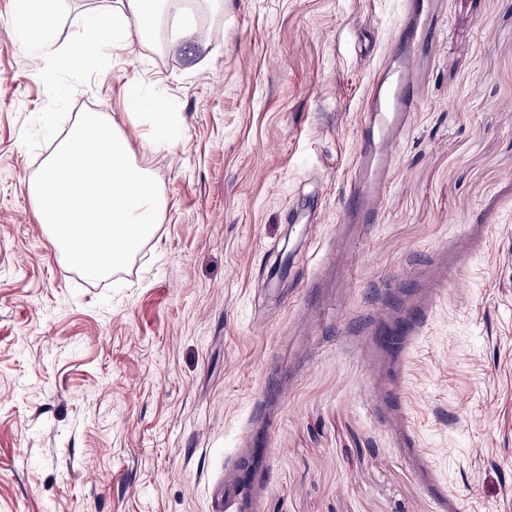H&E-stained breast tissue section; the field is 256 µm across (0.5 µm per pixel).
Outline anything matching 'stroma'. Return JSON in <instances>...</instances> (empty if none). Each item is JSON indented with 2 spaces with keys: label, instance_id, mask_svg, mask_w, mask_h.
I'll use <instances>...</instances> for the list:
<instances>
[{
  "label": "stroma",
  "instance_id": "35a3bbf8",
  "mask_svg": "<svg viewBox=\"0 0 512 512\" xmlns=\"http://www.w3.org/2000/svg\"><path fill=\"white\" fill-rule=\"evenodd\" d=\"M0 0V512H512V0H234L113 49L167 208L70 267ZM171 103L181 139L127 90ZM153 117V142L146 144V148L152 150L161 145H174L178 140L177 126L173 120L174 112H169L168 108L159 102L152 104Z\"/></svg>",
  "mask_w": 512,
  "mask_h": 512
}]
</instances>
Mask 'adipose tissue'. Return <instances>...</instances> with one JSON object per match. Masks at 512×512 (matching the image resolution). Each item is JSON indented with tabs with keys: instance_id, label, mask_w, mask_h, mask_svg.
<instances>
[{
	"instance_id": "adipose-tissue-1",
	"label": "adipose tissue",
	"mask_w": 512,
	"mask_h": 512,
	"mask_svg": "<svg viewBox=\"0 0 512 512\" xmlns=\"http://www.w3.org/2000/svg\"><path fill=\"white\" fill-rule=\"evenodd\" d=\"M163 19L170 21L174 41H197L191 14L181 0H114L111 7L85 10L65 44L57 41V0H21L13 13L12 41L35 60L33 78H43L52 67L104 79L110 74L107 61L112 49L144 43Z\"/></svg>"
}]
</instances>
